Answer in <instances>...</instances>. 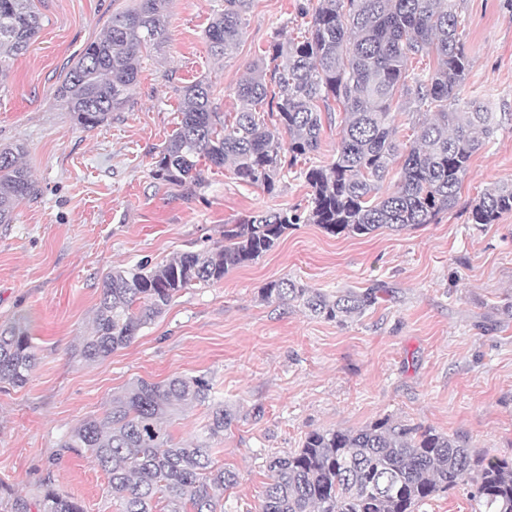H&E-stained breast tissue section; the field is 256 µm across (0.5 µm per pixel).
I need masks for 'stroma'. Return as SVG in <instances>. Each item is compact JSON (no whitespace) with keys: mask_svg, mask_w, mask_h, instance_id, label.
Returning a JSON list of instances; mask_svg holds the SVG:
<instances>
[{"mask_svg":"<svg viewBox=\"0 0 512 512\" xmlns=\"http://www.w3.org/2000/svg\"><path fill=\"white\" fill-rule=\"evenodd\" d=\"M134 0H39L43 27L0 78V149L22 145L39 194L0 224V328L25 319L38 364L21 388L0 383V512L35 500L52 481L86 512H118L88 456L57 459L60 440L100 415L133 382L202 375L234 414L212 439L216 466L238 477L224 512H260L269 456L312 431L358 430L389 415L468 439L512 462V212L475 224L470 210L512 183V0H463L470 67L462 99L477 98L499 128L476 153L454 206L437 223L368 236L300 224L269 252L210 286L180 292L126 347L85 362L102 281L115 267L157 265L222 239L225 225L305 207L311 189L289 174L273 192L202 162L197 194L154 180L153 156L176 129L180 87L202 81L223 112L273 40L304 30L316 0H253L237 48L212 55L205 30L224 0H170L159 44L144 52L125 110L81 128L57 90L113 10ZM292 278L334 293L379 285L380 298L339 325L298 304L261 299ZM210 410L185 407L166 423L173 440L201 438Z\"/></svg>","mask_w":512,"mask_h":512,"instance_id":"stroma-1","label":"stroma"}]
</instances>
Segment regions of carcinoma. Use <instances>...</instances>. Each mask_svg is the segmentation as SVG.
I'll return each instance as SVG.
<instances>
[{
  "label": "carcinoma",
  "instance_id": "obj_1",
  "mask_svg": "<svg viewBox=\"0 0 512 512\" xmlns=\"http://www.w3.org/2000/svg\"><path fill=\"white\" fill-rule=\"evenodd\" d=\"M253 0H224L206 37L210 51L231 54ZM460 0H317L301 40L274 42L237 89L233 117L216 111L203 82L184 86L181 120L157 156L152 178L190 191L206 184L200 160L229 169L240 181L271 193L299 172L312 189L302 210L259 212L224 225V243L181 253L166 264L115 268L103 280L92 335L80 354L89 362L128 346L174 296L197 284L218 283L230 270L272 250L299 224L331 235L367 236L435 224L456 200L474 154L495 134L494 113L477 100L458 105L470 59L459 33ZM168 24L167 0H135L112 11L106 34L88 43L69 69L59 97L78 125L94 129L124 109L136 85L144 49ZM36 0H0V55L25 54L41 30ZM434 54L432 70L408 72L410 58ZM432 112L415 144L395 138L397 94ZM324 108H319L318 103ZM343 110L336 160L298 168L320 149L322 112ZM288 134L283 143L280 133ZM22 148L0 149V224L15 206L36 196ZM393 191L379 196L395 163ZM512 211V184L486 191L473 206L474 224H493ZM380 289L329 295L291 279L269 282L266 302H296L311 315L344 324L374 306ZM36 347L17 323L0 331V383L25 386ZM210 406L205 438L176 444L163 428L179 406ZM234 420L202 376L163 382L139 379L112 397L99 416L81 420L61 441L57 459L90 454L108 478L119 512H224L233 472L215 466L210 440ZM270 482L261 512H417L453 489L467 491L474 512H512V462L478 453L466 439L384 416L356 430L312 431L301 448L269 457ZM85 512L80 501L47 481L31 503L14 499L11 512Z\"/></svg>",
  "mask_w": 512,
  "mask_h": 512
}]
</instances>
